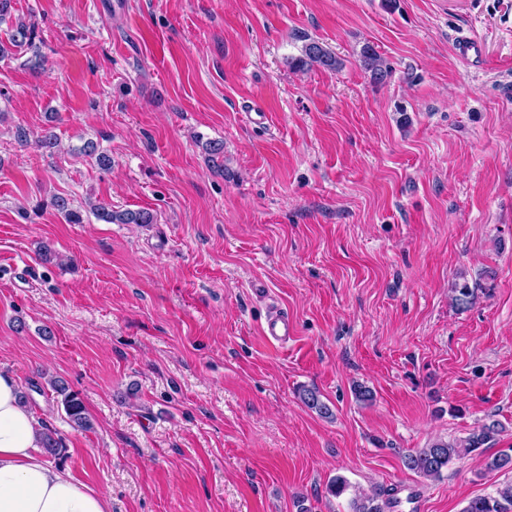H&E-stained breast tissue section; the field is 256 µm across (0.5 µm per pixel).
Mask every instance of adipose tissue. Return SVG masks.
Here are the masks:
<instances>
[{
	"label": "adipose tissue",
	"instance_id": "obj_1",
	"mask_svg": "<svg viewBox=\"0 0 512 512\" xmlns=\"http://www.w3.org/2000/svg\"><path fill=\"white\" fill-rule=\"evenodd\" d=\"M0 512H109L104 495L46 458L34 413L14 377L1 372Z\"/></svg>",
	"mask_w": 512,
	"mask_h": 512
}]
</instances>
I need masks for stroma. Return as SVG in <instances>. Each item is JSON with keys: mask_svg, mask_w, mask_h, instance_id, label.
<instances>
[{"mask_svg": "<svg viewBox=\"0 0 512 512\" xmlns=\"http://www.w3.org/2000/svg\"><path fill=\"white\" fill-rule=\"evenodd\" d=\"M18 21L37 37L0 59V371L61 438L54 465L109 512H347L339 475L461 512L512 481L485 470L512 454V0H13L0 40ZM309 39L341 67H292ZM492 420L440 478L404 467ZM455 52L461 60L469 63H479L483 59L482 43L473 37H459L456 40ZM361 61L364 68L370 72L371 79L376 83L384 82L392 73L390 65L386 60L369 44L364 45L360 51ZM96 215L107 223L117 224H151L154 223V216L152 213L144 210H125L121 212H114L109 210L106 206H97ZM50 386L57 397H61L60 404L63 406L70 422L78 429L84 430L90 426L83 401L77 394L69 392L68 387L62 380L51 381Z\"/></svg>", "mask_w": 512, "mask_h": 512, "instance_id": "1", "label": "stroma"}]
</instances>
